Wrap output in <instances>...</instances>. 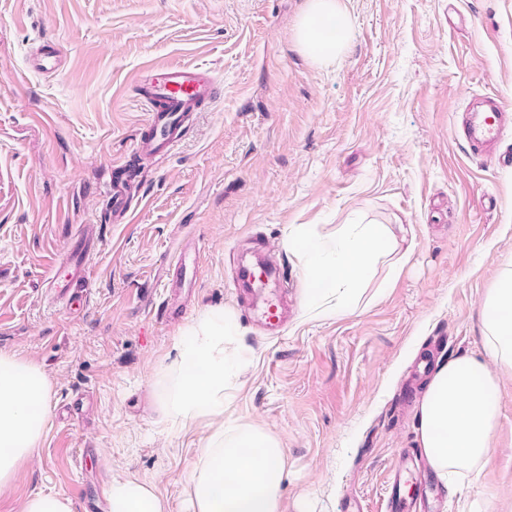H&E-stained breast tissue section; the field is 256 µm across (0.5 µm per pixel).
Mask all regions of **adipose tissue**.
Returning a JSON list of instances; mask_svg holds the SVG:
<instances>
[{"mask_svg": "<svg viewBox=\"0 0 512 512\" xmlns=\"http://www.w3.org/2000/svg\"><path fill=\"white\" fill-rule=\"evenodd\" d=\"M337 24L333 35L321 25ZM347 14L339 0H308L297 25L303 51L323 61L346 46ZM304 261L307 306L345 309L359 294L370 268L391 255L397 237L385 224H350L331 245L314 238L294 239ZM233 328L226 313L205 315L180 344L169 369L173 389L161 402L175 419L195 420L224 411L229 367L224 338ZM485 355L448 360L428 382L419 410V443L441 478L477 476L489 456L498 423L502 373H512V263L505 265L482 304ZM51 384L42 369L0 354V487L19 464L38 456L49 421ZM288 458L276 438L252 427L217 428L207 438L186 484L192 512H283ZM108 512H169L152 484L113 480L104 491Z\"/></svg>", "mask_w": 512, "mask_h": 512, "instance_id": "adipose-tissue-1", "label": "adipose tissue"}]
</instances>
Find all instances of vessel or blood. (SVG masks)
I'll return each instance as SVG.
<instances>
[{
    "label": "vessel or blood",
    "mask_w": 512,
    "mask_h": 512,
    "mask_svg": "<svg viewBox=\"0 0 512 512\" xmlns=\"http://www.w3.org/2000/svg\"><path fill=\"white\" fill-rule=\"evenodd\" d=\"M134 92L147 109L146 124L135 140L133 150L145 163L171 153L183 140L192 125L199 105L217 98L219 88L211 69L200 65L168 64L150 66L142 70L134 82ZM504 105H496L493 121H481L469 128L467 139L475 151H483L495 144L501 134L500 114ZM109 219L115 224L127 223L132 205L129 182L111 181L106 190ZM101 242L92 226H84L68 243L64 256L47 272L46 281L61 297H68L71 289L82 287L91 275L90 259L100 250ZM282 275L281 270L265 269L256 273L254 267L239 265L233 283L239 293L261 300V316L273 328L285 323L281 307L272 299L263 297L262 289L270 287ZM417 483L423 492L431 490V475L427 468L412 470L407 458H397L390 474L386 512H410L411 503L401 488Z\"/></svg>",
    "instance_id": "1"
}]
</instances>
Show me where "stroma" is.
<instances>
[{
	"label": "stroma",
	"instance_id": "obj_1",
	"mask_svg": "<svg viewBox=\"0 0 512 512\" xmlns=\"http://www.w3.org/2000/svg\"><path fill=\"white\" fill-rule=\"evenodd\" d=\"M336 60L297 43L307 0H0V352L40 364L50 419L38 456L0 489V512L43 491L107 512L112 479L152 484L191 512L184 477L208 419L165 417L163 371L205 313H230L224 424L274 436L286 504L384 512L398 450H418L420 360L483 356V298L512 262V122L499 154L471 155L459 129L493 99L512 106V0H340ZM52 40L59 73L33 66ZM212 69L221 94L184 140L146 165L133 81L150 64ZM131 220L108 219L115 165ZM356 222L399 227L347 311L307 310L290 238L333 241ZM103 245L78 316L44 277L82 225ZM283 267L278 332L233 288L239 259ZM183 257L192 281L172 290ZM443 512H512V376L477 481Z\"/></svg>",
	"mask_w": 512,
	"mask_h": 512
}]
</instances>
